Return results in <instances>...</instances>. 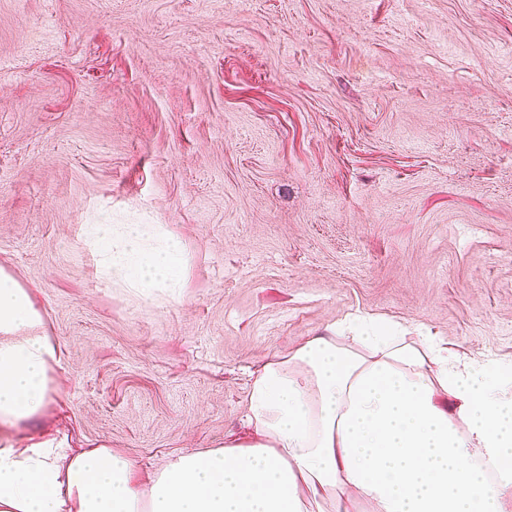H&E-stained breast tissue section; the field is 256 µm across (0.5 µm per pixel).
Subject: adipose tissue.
<instances>
[{
    "instance_id": "adipose-tissue-1",
    "label": "adipose tissue",
    "mask_w": 512,
    "mask_h": 512,
    "mask_svg": "<svg viewBox=\"0 0 512 512\" xmlns=\"http://www.w3.org/2000/svg\"><path fill=\"white\" fill-rule=\"evenodd\" d=\"M100 272L142 298L182 286L159 224H94ZM29 293L0 269V429L38 417L59 352ZM250 433L172 458L148 484L106 447L0 448V512H314L353 497L374 512H512V365L460 364L357 315L252 377Z\"/></svg>"
}]
</instances>
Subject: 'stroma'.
<instances>
[{
    "label": "stroma",
    "mask_w": 512,
    "mask_h": 512,
    "mask_svg": "<svg viewBox=\"0 0 512 512\" xmlns=\"http://www.w3.org/2000/svg\"><path fill=\"white\" fill-rule=\"evenodd\" d=\"M89 224L164 225L183 287L103 279ZM0 269L61 356L0 446L143 484L350 314L512 364V0H0Z\"/></svg>",
    "instance_id": "stroma-1"
}]
</instances>
